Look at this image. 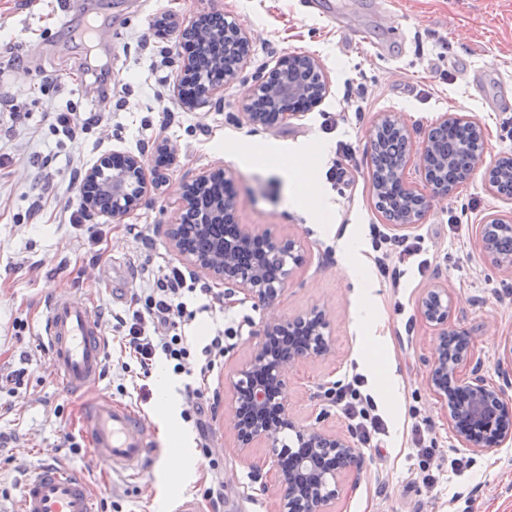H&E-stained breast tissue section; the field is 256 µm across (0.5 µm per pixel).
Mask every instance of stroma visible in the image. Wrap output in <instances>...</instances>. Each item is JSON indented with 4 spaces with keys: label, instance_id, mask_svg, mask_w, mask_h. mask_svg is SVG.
<instances>
[{
    "label": "stroma",
    "instance_id": "1",
    "mask_svg": "<svg viewBox=\"0 0 512 512\" xmlns=\"http://www.w3.org/2000/svg\"><path fill=\"white\" fill-rule=\"evenodd\" d=\"M72 25H63L59 0H0V89L8 91L17 117L0 113V501L15 497L24 474L46 456L82 471L97 512H171L184 494L199 495L213 474L224 481V506L203 512H277V486L270 473L271 451L264 446L240 454L226 411L235 367L247 359L266 310L249 300L224 302L223 286L194 281L206 311L182 322L185 335L205 345L224 337V351L207 372L214 403L207 433L195 428L196 405L163 360L141 369L122 361L114 315L145 312L157 278L181 268L165 234L180 183L212 167L236 176V216L259 233L301 241L306 260L288 280L277 312L294 317L318 307L329 312L335 352L299 363L288 375L284 396L294 418L318 430L354 436L325 392L333 383L362 375L387 428L383 445H359L364 467L357 482H344L335 512H512V440L497 452L478 454L462 447L448 414L426 381L427 359L437 344L435 327L417 309L422 291L435 281L448 285L449 325L470 333V346L483 363L489 384L501 385L499 365L512 346V275L485 256L477 226L503 209L483 174L459 185L445 199H431L421 224L407 238L424 237L426 266L410 260L400 286L376 276L366 295L350 272L340 241L353 236L366 260H373L369 227L382 223L374 206L370 138L379 119L394 113L408 126L413 147L438 117L464 112L481 124L484 163L512 154V0H326L325 15L304 10L300 0H81ZM235 20L250 38L248 64L237 81L205 106L184 107L174 93L183 63L177 33L157 36L154 24L168 15L187 24L200 13ZM105 22L115 33L112 92L87 88V44L79 32ZM310 54L329 80V94L317 108L266 130L244 124L242 114L255 77L282 55ZM362 79L363 88L348 85ZM74 112L87 126L69 138L54 129L55 116ZM170 140L178 155L164 171L161 187L150 189L141 205L122 219L88 215L69 224L80 203L69 187L74 167L91 168L110 152L142 156L154 166L156 144ZM317 143L327 144L315 174L333 206L329 223L289 205L286 182L256 162L257 153L274 160ZM355 148L340 158L339 144ZM51 157L49 167L38 158ZM343 164L350 182L336 187L328 170ZM45 189V207L30 217V187ZM456 214L458 223L448 221ZM421 258V259H422ZM77 293L93 302L104 318V379L84 396L69 395L37 337L45 303L55 294ZM371 308L377 350L369 352L355 317ZM21 373L20 383L10 376ZM172 405H158L160 389ZM98 396L131 405L157 442L158 455L174 448L186 458L176 474L154 465L129 479L106 476L89 452L71 453L84 400ZM181 425L180 439L166 443L165 420ZM436 441L430 455L418 454L412 427ZM207 441L219 459L208 468L198 447ZM461 469L450 466L452 459Z\"/></svg>",
    "mask_w": 512,
    "mask_h": 512
}]
</instances>
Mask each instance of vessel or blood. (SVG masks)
<instances>
[{
  "label": "vessel or blood",
  "mask_w": 512,
  "mask_h": 512,
  "mask_svg": "<svg viewBox=\"0 0 512 512\" xmlns=\"http://www.w3.org/2000/svg\"><path fill=\"white\" fill-rule=\"evenodd\" d=\"M45 345L66 389L83 392L104 374L103 317L85 298L60 294L46 303ZM80 432L92 457L112 474L145 472L153 443L138 413L124 403L102 399L86 406ZM83 473L47 462L24 479L18 501L0 512H95Z\"/></svg>",
  "instance_id": "b4317fda"
}]
</instances>
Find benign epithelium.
I'll return each mask as SVG.
<instances>
[{
  "label": "benign epithelium",
  "instance_id": "benign-epithelium-1",
  "mask_svg": "<svg viewBox=\"0 0 512 512\" xmlns=\"http://www.w3.org/2000/svg\"><path fill=\"white\" fill-rule=\"evenodd\" d=\"M199 20L179 26L173 18H159L157 30L166 35L173 30L187 33L197 29ZM184 65L177 81L176 92L188 108L196 109L224 90V85L238 76L236 70H225L218 60L208 63V79L191 81L198 74L202 63L195 49L181 41ZM294 62H302L319 72V60L306 54H287L278 59L266 75L252 89L256 94L267 92L282 107V111L269 115L247 108L243 120L250 126L274 129L284 122L299 117L318 107L328 94L325 75H320V85L309 91L288 77L278 79L279 73L288 71ZM480 124L465 113L443 115L431 128ZM428 146L419 151L406 149L399 165V182L403 194L413 206L389 218L396 230H406L422 223L428 198H446L456 185L434 181L429 175ZM123 168L112 172V181L105 191L112 196V217H124L138 208L148 190V178L142 158L131 152H121ZM418 163L429 194L407 182L406 168ZM224 182V199L212 200L208 206L200 204V197L214 183ZM234 175L222 167L202 171L190 182L180 185L177 191L175 216L168 225L167 236L172 250L194 279H206L228 288L224 299L243 295L239 302L248 299L262 304L269 312L258 341L250 357L241 363L232 383L229 416L232 431L240 453L245 454L253 444L262 441L273 449L272 467L280 493V512H333V504L342 484L351 473L359 472L363 465L354 442L346 436L297 425L283 397V387L288 371L299 363L313 358H326L334 352L330 334V320L326 310L312 308L294 318H281L276 314L279 296L294 270L305 261V251L300 241L276 237L270 233L259 234L246 224L235 220ZM503 201L511 208L483 218L480 236L485 255L502 271L512 273V251L497 249L485 238L489 224L512 223V197ZM211 240L206 251L189 252L183 246L188 228ZM264 245L261 253H252L253 243ZM448 289L434 284L422 294L418 309L421 318L439 330L438 344L428 360L427 383L433 394L448 411V425L458 441L466 448L480 454L496 451L512 438V400L500 387L488 384L482 374V363L474 359L470 345L464 344L452 351L448 339L450 302L444 300ZM463 387L469 397L461 404L452 400V390ZM295 433L297 447L308 448L317 457L332 458L330 470L322 473L313 459L306 460L307 476L300 478L282 465L284 452L279 450L280 435Z\"/></svg>",
  "mask_w": 512,
  "mask_h": 512
}]
</instances>
